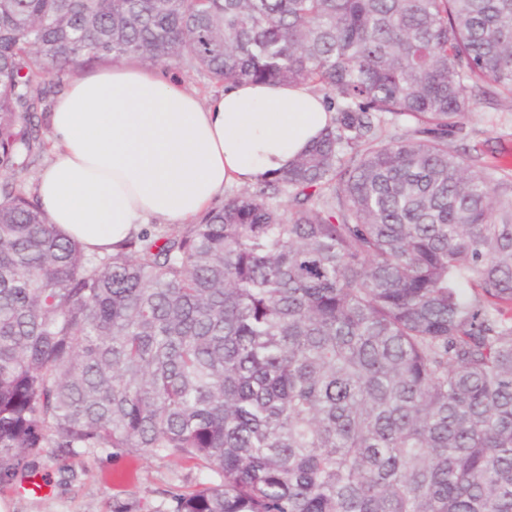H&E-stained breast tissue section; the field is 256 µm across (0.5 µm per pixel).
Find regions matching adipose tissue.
<instances>
[{"label":"adipose tissue","instance_id":"adipose-tissue-1","mask_svg":"<svg viewBox=\"0 0 512 512\" xmlns=\"http://www.w3.org/2000/svg\"><path fill=\"white\" fill-rule=\"evenodd\" d=\"M331 120L302 85L244 81L203 103L173 76L115 66L59 96L36 192L50 223L101 252L149 219L189 223L226 186L280 175Z\"/></svg>","mask_w":512,"mask_h":512}]
</instances>
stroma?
<instances>
[{"label":"stroma","instance_id":"35a3bbf8","mask_svg":"<svg viewBox=\"0 0 512 512\" xmlns=\"http://www.w3.org/2000/svg\"><path fill=\"white\" fill-rule=\"evenodd\" d=\"M468 121L485 134L487 161L512 152L511 104L475 103ZM31 464L36 476L50 483V490L36 495L28 481L0 480V512H113L118 502L133 504L135 512H160L169 492L213 482L210 472L195 462L115 448L45 447Z\"/></svg>","mask_w":512,"mask_h":512}]
</instances>
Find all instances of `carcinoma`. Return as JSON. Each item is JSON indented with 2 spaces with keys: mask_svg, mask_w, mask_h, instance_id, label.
I'll use <instances>...</instances> for the list:
<instances>
[{
  "mask_svg": "<svg viewBox=\"0 0 512 512\" xmlns=\"http://www.w3.org/2000/svg\"><path fill=\"white\" fill-rule=\"evenodd\" d=\"M181 63L335 113L197 223L90 253L17 189L53 75ZM512 0H0V480L191 458L165 512H512ZM469 123L480 133L475 140L465 144L458 143L457 148L464 152L472 149L473 145H480L485 139H489L484 145L485 157L488 163L494 162L501 152L512 154V108L507 101L498 102V105L475 103L468 117ZM481 131H486L481 133Z\"/></svg>",
  "mask_w": 512,
  "mask_h": 512,
  "instance_id": "1",
  "label": "carcinoma"
}]
</instances>
